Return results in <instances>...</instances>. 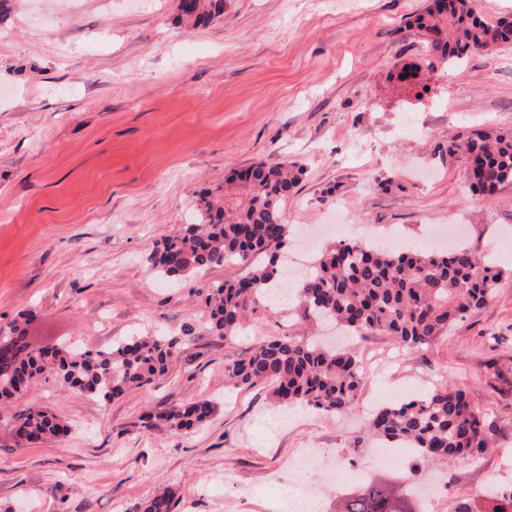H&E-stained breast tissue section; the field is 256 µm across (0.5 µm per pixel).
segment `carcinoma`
<instances>
[{
	"mask_svg": "<svg viewBox=\"0 0 512 512\" xmlns=\"http://www.w3.org/2000/svg\"><path fill=\"white\" fill-rule=\"evenodd\" d=\"M178 11L205 22L224 13V0H179ZM425 53L446 65L464 63L473 51L512 43V19L489 23L474 0H431L414 15ZM465 160L470 185L485 196L512 186V131L472 129L448 140V156ZM304 168L297 163H261L233 174L235 193L224 200L205 199L198 222L153 246L150 261L163 276L182 279L235 264L247 274L233 282L207 283L205 304L209 328L226 341L236 338L246 299L261 297L286 273L282 250L289 224L283 203L299 183ZM508 270L470 247L423 251L379 248L358 240L331 243L307 273L293 284L294 310L302 321L337 325L349 333L387 336L406 351L428 350L475 308L490 302ZM30 313L22 312L0 343L26 334ZM181 343L164 334L130 336L105 349L79 350L55 344L34 350L26 345L9 365L0 362V403L15 400L31 384L44 380L103 403L120 399L129 389H151L167 374L168 363ZM234 389L269 383L281 405H304L325 414L357 407L367 374L355 347L331 348L298 336L253 342L247 351L224 365ZM214 403L196 399L163 404L141 416L142 427L193 431L211 417ZM9 430L23 445L65 435L66 421L50 411L28 408L12 417ZM369 431L384 443L411 451L413 464L405 480H414L419 466L471 460L489 449V436L467 393L440 379L421 396L379 406ZM421 496L400 484L369 478L336 503V512H422ZM485 508L460 501L454 512H512V486L485 495ZM171 490L153 494L142 512H174Z\"/></svg>",
	"mask_w": 512,
	"mask_h": 512,
	"instance_id": "1",
	"label": "carcinoma"
}]
</instances>
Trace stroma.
<instances>
[{
	"label": "stroma",
	"mask_w": 512,
	"mask_h": 512,
	"mask_svg": "<svg viewBox=\"0 0 512 512\" xmlns=\"http://www.w3.org/2000/svg\"><path fill=\"white\" fill-rule=\"evenodd\" d=\"M427 2L226 0L223 16L196 27L177 0H18L0 24V325L31 310L40 346L99 349L154 330L182 344L151 392L105 404L40 381L0 408V512H135L162 485L177 512H272L286 485L319 489L322 512H334L339 492L296 472L298 453L333 448L375 476L407 471L351 443L417 374L464 388L492 443L470 466H449V491L425 512L477 498L490 472L512 484V277L435 350L355 338L372 362L360 411L329 416L278 406L265 385L230 389L229 357L306 331L252 299L235 344L211 334L200 287L241 277L239 266L175 284L148 260L233 170L295 161L304 175L284 204L289 248L340 204L350 224L318 246L421 247L423 230L459 225L474 251L511 268L512 186L473 194L448 141L512 129V45L456 69L427 63L410 24ZM404 67L413 83L398 80ZM202 396L215 413L198 432L139 425L148 407ZM30 407L68 421L69 434L18 445L7 421Z\"/></svg>",
	"instance_id": "35a3bbf8"
}]
</instances>
